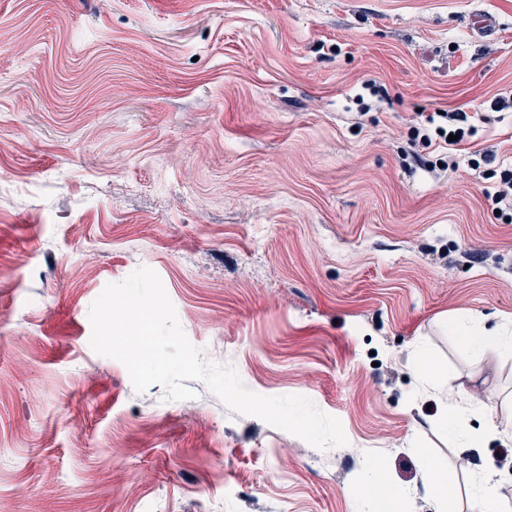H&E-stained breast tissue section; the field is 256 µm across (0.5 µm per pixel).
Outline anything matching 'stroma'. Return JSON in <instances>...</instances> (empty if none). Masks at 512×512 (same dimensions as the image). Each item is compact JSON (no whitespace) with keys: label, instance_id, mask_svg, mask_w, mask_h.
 Instances as JSON below:
<instances>
[{"label":"stroma","instance_id":"1","mask_svg":"<svg viewBox=\"0 0 512 512\" xmlns=\"http://www.w3.org/2000/svg\"><path fill=\"white\" fill-rule=\"evenodd\" d=\"M500 97L512 0H0V512H439L431 465L454 512L487 471L512 495L499 444L451 434L437 394L495 388L512 425V350L450 331L512 325ZM420 110L476 133L424 145ZM142 267L206 361L310 399L347 445L200 380L192 410L137 392L89 313ZM370 457L394 481L374 507ZM501 219L506 224L512 223V170L500 171L498 189L492 196ZM428 491L431 497L440 505V511L449 510L456 498L454 485L448 483L440 473L428 469Z\"/></svg>","mask_w":512,"mask_h":512}]
</instances>
